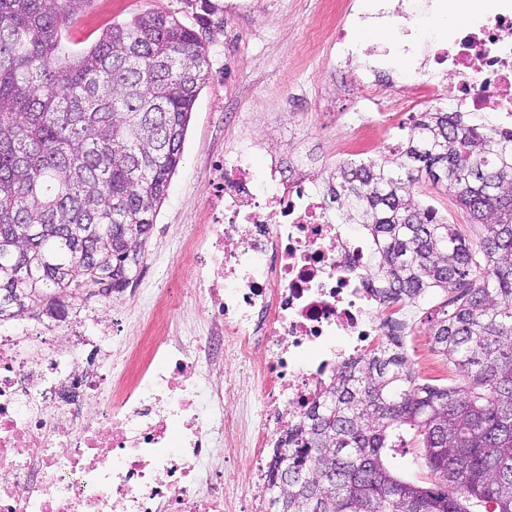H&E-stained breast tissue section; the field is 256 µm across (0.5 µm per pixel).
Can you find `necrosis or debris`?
Returning a JSON list of instances; mask_svg holds the SVG:
<instances>
[{
  "label": "necrosis or debris",
  "instance_id": "necrosis-or-debris-1",
  "mask_svg": "<svg viewBox=\"0 0 512 512\" xmlns=\"http://www.w3.org/2000/svg\"><path fill=\"white\" fill-rule=\"evenodd\" d=\"M449 31L420 77L398 75L388 51H354L358 0L330 8L324 49L350 72L374 118L346 124L344 150L371 156L383 130L452 92L456 112L494 109L512 131V0ZM237 136L215 165L206 224L185 248L191 282L144 299L133 334L96 314L0 331V512H269V465L289 425L348 357L377 349L396 309L374 304L365 243L336 221L309 168L251 159ZM71 338L58 351L59 333ZM89 351V368L71 358ZM230 364L220 387L211 370ZM245 459L248 494L224 488Z\"/></svg>",
  "mask_w": 512,
  "mask_h": 512
}]
</instances>
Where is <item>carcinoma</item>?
Listing matches in <instances>:
<instances>
[{
	"label": "carcinoma",
	"instance_id": "1",
	"mask_svg": "<svg viewBox=\"0 0 512 512\" xmlns=\"http://www.w3.org/2000/svg\"><path fill=\"white\" fill-rule=\"evenodd\" d=\"M84 0H0V289L21 314L61 317L82 291H124L143 261L198 95L209 48L172 15L104 28L79 52L62 30ZM454 192L481 226L473 245L417 205L421 176ZM339 224L370 242L365 278L383 304L431 291L435 350L464 384L422 379L405 319L373 353L341 364L288 428L278 512H512V133L463 112H421L394 164L343 162L324 183ZM422 436L443 485L398 476L403 427Z\"/></svg>",
	"mask_w": 512,
	"mask_h": 512
}]
</instances>
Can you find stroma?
<instances>
[{"label": "stroma", "instance_id": "stroma-1", "mask_svg": "<svg viewBox=\"0 0 512 512\" xmlns=\"http://www.w3.org/2000/svg\"><path fill=\"white\" fill-rule=\"evenodd\" d=\"M324 9L325 0H85L65 29L62 46L69 53L94 42L112 23L144 11L162 12L198 30L209 46V80L196 101L183 158L156 217L134 288L176 294L188 287V279L171 278L167 266L178 258L185 271L191 270L193 258L181 254L180 243L193 225L203 223L211 164L223 155L227 135L237 133L242 123L266 134L267 150L256 154L257 166L267 163L271 151L288 157L310 154L314 171L323 174L345 162L337 119L354 106L344 92L350 77L343 74L337 82L326 83L321 43L308 37ZM323 91L335 98V111L320 109ZM413 195L417 203L433 207L457 225L466 238L478 240V226L452 193L423 180L414 186ZM444 302L440 292L421 302L406 348L421 377L452 384L459 380L455 369L431 346L430 318ZM404 439L392 461L395 472L430 485L435 476L423 448L413 432H406Z\"/></svg>", "mask_w": 512, "mask_h": 512}]
</instances>
